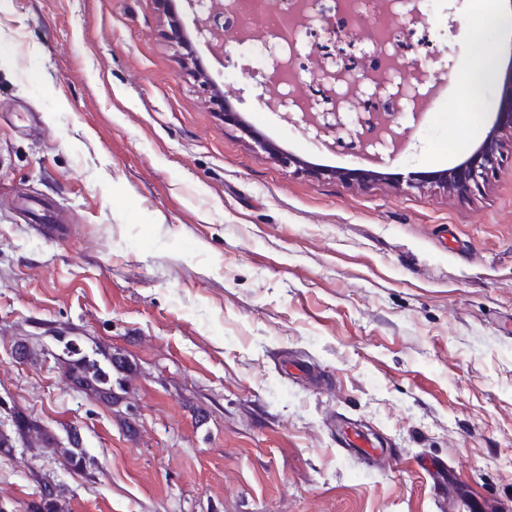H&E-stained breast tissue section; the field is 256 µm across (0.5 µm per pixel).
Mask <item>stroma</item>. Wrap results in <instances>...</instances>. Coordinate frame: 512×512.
Listing matches in <instances>:
<instances>
[{
	"label": "stroma",
	"instance_id": "stroma-1",
	"mask_svg": "<svg viewBox=\"0 0 512 512\" xmlns=\"http://www.w3.org/2000/svg\"><path fill=\"white\" fill-rule=\"evenodd\" d=\"M494 6L501 24L468 42L480 0L425 5L423 117L371 165L269 110L248 44L215 55L186 0L211 82L233 76L277 155L206 105L157 0H0V422L77 428L88 456L74 471L17 441L0 512H31L37 472L67 512H440L429 462L512 512V142L470 194L433 179L493 126L502 77L456 85L512 58V0ZM367 167L378 179L335 177ZM59 334L112 355L110 397L71 383ZM494 72V63L491 55H488L484 60L477 62L474 66L465 74V79L468 84L465 83L462 87V92L470 87L471 93L477 95L482 85L490 80Z\"/></svg>",
	"mask_w": 512,
	"mask_h": 512
}]
</instances>
